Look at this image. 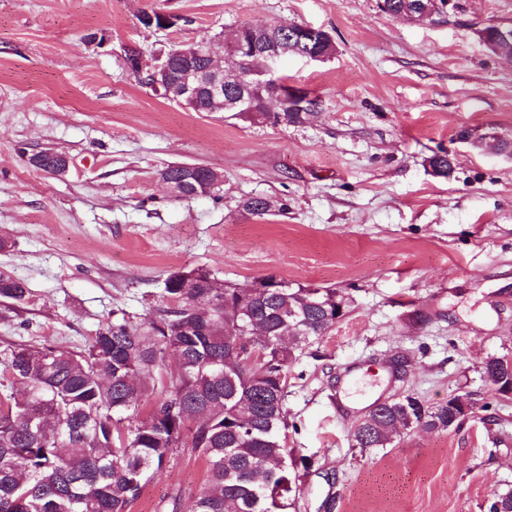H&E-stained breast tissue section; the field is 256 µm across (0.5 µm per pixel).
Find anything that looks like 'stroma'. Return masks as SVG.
Here are the masks:
<instances>
[{"label":"stroma","mask_w":512,"mask_h":512,"mask_svg":"<svg viewBox=\"0 0 512 512\" xmlns=\"http://www.w3.org/2000/svg\"><path fill=\"white\" fill-rule=\"evenodd\" d=\"M455 2L432 24L377 0H0V273L29 289L0 299V348L82 351L116 317L167 308L176 270L336 289L347 315L288 373L287 445L314 461L297 512H488L512 486V395L481 374L487 356L512 353V159L458 133L512 139V61L477 36L512 23V0ZM152 10L175 26L144 28ZM280 22L336 44L328 60L275 68L317 99L307 126L193 112L126 66L130 47L151 65L176 44ZM44 149L69 156L66 175L28 164ZM441 150L446 177L426 164ZM172 162L223 181L175 197L160 180ZM251 197L286 209L250 215ZM407 392L431 405L467 393L485 409L353 449L372 403ZM205 477L199 452L174 449L129 512H188Z\"/></svg>","instance_id":"35a3bbf8"}]
</instances>
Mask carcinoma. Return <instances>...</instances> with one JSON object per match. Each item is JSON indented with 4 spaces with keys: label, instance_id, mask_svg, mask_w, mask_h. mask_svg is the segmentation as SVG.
I'll list each match as a JSON object with an SVG mask.
<instances>
[{
    "label": "carcinoma",
    "instance_id": "carcinoma-1",
    "mask_svg": "<svg viewBox=\"0 0 512 512\" xmlns=\"http://www.w3.org/2000/svg\"><path fill=\"white\" fill-rule=\"evenodd\" d=\"M429 0H385L384 13L401 16ZM278 35L290 47L309 41L286 26ZM243 75L266 67L252 55L226 59ZM291 97L272 123L306 125L319 113L303 112ZM433 174L452 169L448 154L428 158ZM182 197L193 198L209 167L168 165ZM272 201L252 197L242 209L263 216ZM193 288L182 271L168 274L164 292L172 307L141 323L125 317L99 328L80 353L18 346L4 350L10 367L0 392V512H128L142 485L162 473L168 456L190 435L207 464L206 482L190 512H295L302 473L312 461L286 446L288 370L296 351L339 319L347 299L333 288H290L268 277L254 287L221 282L196 269ZM276 287H269L270 282ZM29 289L0 274V299L25 301ZM238 336L263 357L256 366L228 360L224 339ZM172 358L175 368L166 370ZM512 355L482 364L485 381L502 395L512 382ZM158 372L160 394L148 414L143 402L155 388L143 375ZM428 405L412 394L364 415L352 432L364 452L393 441L396 424L448 430L486 410ZM489 512H512V489L494 498Z\"/></svg>",
    "mask_w": 512,
    "mask_h": 512
}]
</instances>
